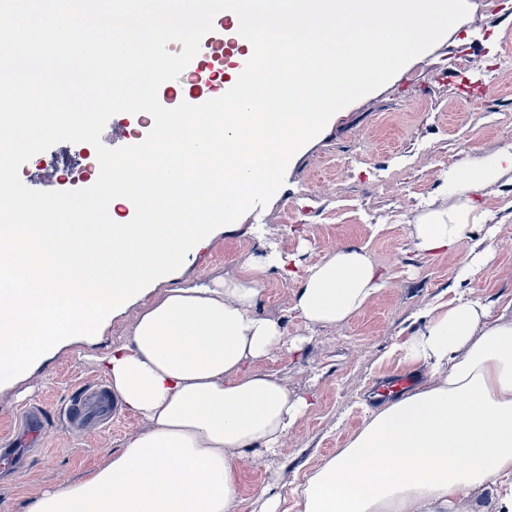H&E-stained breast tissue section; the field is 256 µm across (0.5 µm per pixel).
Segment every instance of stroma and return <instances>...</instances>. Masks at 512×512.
<instances>
[{"instance_id":"1","label":"stroma","mask_w":512,"mask_h":512,"mask_svg":"<svg viewBox=\"0 0 512 512\" xmlns=\"http://www.w3.org/2000/svg\"><path fill=\"white\" fill-rule=\"evenodd\" d=\"M505 150H512V0L492 8L464 0L449 29L333 114L289 162L279 191L240 215L239 231L216 235L190 257L185 279L236 273L262 245L287 256L264 281L260 305L289 337L306 340L302 352L282 350L263 364L312 406L282 448L246 469L240 512H251L256 492L273 479L284 512H301L293 488L362 426L376 405L372 387L404 375L397 347L420 314L461 292L496 308L512 299V184L476 197L494 230V253L469 281H460L458 270L472 240L455 255L429 257L414 250L411 237L419 214L454 203L441 188L450 168ZM88 153L84 143L56 144L22 165L20 178L36 190H70ZM340 244L366 247L385 285L346 323L309 327L293 308L296 281ZM132 319L129 312L105 317L0 388V437L12 432L22 409L38 408L44 417L40 449L19 471L0 472V502L9 512H27L44 491L85 477L147 429L123 408L92 431L64 416L78 390L106 381L95 358L128 339Z\"/></svg>"}]
</instances>
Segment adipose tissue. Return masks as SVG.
<instances>
[{
  "instance_id": "obj_1",
  "label": "adipose tissue",
  "mask_w": 512,
  "mask_h": 512,
  "mask_svg": "<svg viewBox=\"0 0 512 512\" xmlns=\"http://www.w3.org/2000/svg\"><path fill=\"white\" fill-rule=\"evenodd\" d=\"M462 0H243L232 17L262 43L250 81L229 84L224 116L173 117L139 157L107 166L102 224L75 204L49 208L0 184V388L57 343L135 308L127 342L99 363L123 408L149 427L80 481L46 491L29 512H235L245 465L280 448L309 407L266 372L288 342L259 309L282 264L265 251L243 273L187 281L154 296L217 229L236 231L247 200L272 194L289 160L331 113L445 29ZM512 177V151L466 160L446 177L457 201L432 208L412 238L426 256L454 253L483 226L474 192ZM135 198L140 223L118 213ZM224 214L223 227L206 212ZM380 291L366 248L340 245L300 276L293 307L334 327ZM421 373L372 409L334 456L296 486L302 512H512V300L500 314L460 299L426 311L399 347Z\"/></svg>"
}]
</instances>
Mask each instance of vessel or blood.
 <instances>
[{
	"label": "vessel or blood",
	"instance_id": "vessel-or-blood-1",
	"mask_svg": "<svg viewBox=\"0 0 512 512\" xmlns=\"http://www.w3.org/2000/svg\"><path fill=\"white\" fill-rule=\"evenodd\" d=\"M239 33L233 29L229 17L216 14L213 29L204 36L200 50L189 62L178 81L164 82L158 90L159 102L167 108H173L181 102L193 105L222 96L221 87L213 85L212 79L224 71L225 65H232L238 82L247 81L252 74L253 59L246 50L238 46ZM104 390L86 391L78 395L70 404L67 412L69 419L80 421L85 418L90 407L101 403ZM43 432L41 416L38 411L28 409L19 417L18 428L10 439L12 451L5 461L16 465L29 448L34 447Z\"/></svg>",
	"mask_w": 512,
	"mask_h": 512
}]
</instances>
